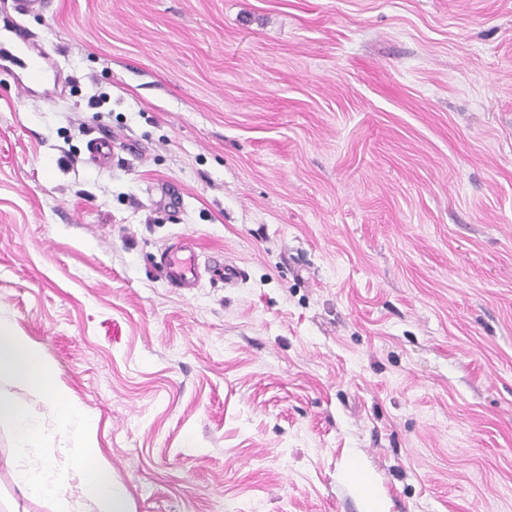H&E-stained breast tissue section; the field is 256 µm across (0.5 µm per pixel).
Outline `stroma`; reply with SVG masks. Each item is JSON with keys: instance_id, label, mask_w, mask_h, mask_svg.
I'll return each mask as SVG.
<instances>
[{"instance_id": "obj_1", "label": "stroma", "mask_w": 512, "mask_h": 512, "mask_svg": "<svg viewBox=\"0 0 512 512\" xmlns=\"http://www.w3.org/2000/svg\"><path fill=\"white\" fill-rule=\"evenodd\" d=\"M16 24L53 66H0V324L136 512H512V0H0ZM188 234L241 279L170 287ZM17 469L0 425V512H54Z\"/></svg>"}]
</instances>
